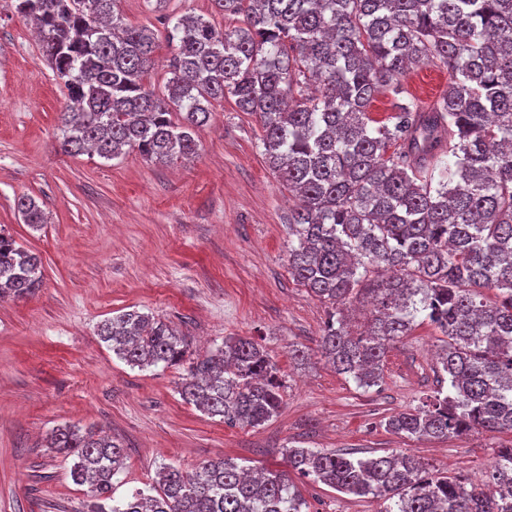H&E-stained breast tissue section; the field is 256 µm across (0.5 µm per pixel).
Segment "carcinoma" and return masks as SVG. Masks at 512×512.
Returning <instances> with one entry per match:
<instances>
[{
  "label": "carcinoma",
  "instance_id": "carcinoma-1",
  "mask_svg": "<svg viewBox=\"0 0 512 512\" xmlns=\"http://www.w3.org/2000/svg\"><path fill=\"white\" fill-rule=\"evenodd\" d=\"M118 2H8L35 22L66 90L61 149L189 159L211 103L234 98L259 116L266 162L295 197L288 272L327 305L321 357L358 387L378 386L390 347L428 321L445 336L437 364L448 390L388 416L385 430L417 440L512 431V0H211L238 25L185 15L161 31L125 23ZM161 40L174 52L158 94L144 76ZM431 64L448 70V87L424 109L405 98L404 79ZM385 92L393 111L377 123L369 107ZM16 207L44 223L34 198ZM41 276L40 257L0 231V299L33 294ZM98 336L132 367L186 362L184 338L137 309L104 320ZM283 388L265 347L228 336L189 363L179 393L255 428L277 416ZM48 447L74 458L88 512H304L292 473L379 500L381 512H512V446L482 484L406 453L290 448L278 473L225 459L192 473L164 466L150 493L112 505L125 465L117 440L69 425Z\"/></svg>",
  "mask_w": 512,
  "mask_h": 512
}]
</instances>
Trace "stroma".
I'll return each instance as SVG.
<instances>
[{"label": "stroma", "instance_id": "1", "mask_svg": "<svg viewBox=\"0 0 512 512\" xmlns=\"http://www.w3.org/2000/svg\"><path fill=\"white\" fill-rule=\"evenodd\" d=\"M126 23L160 16L231 19L210 0H120ZM448 85L445 68L420 66L408 89L427 107ZM64 90L39 50L34 24L0 0V231L43 263L35 294L0 301V512H86L87 488L71 459L47 448L52 431L76 425L123 444L114 499L155 481L163 465L194 471L208 460L281 472L288 448L336 450L357 458L401 451L431 469L484 478L512 433L472 432L437 442L386 432L383 416L417 407L437 391L440 331L423 323L390 349L384 381L368 390L326 365L315 348L326 306L288 272L293 201L266 163L258 115L233 98L213 102L188 162L155 163L130 151L111 160L72 157L58 143ZM45 213L25 224L16 198ZM153 313L204 357L225 337L246 336L273 357L284 405L262 426H231L180 397L184 367L134 368L98 334L128 308ZM311 348L294 360L293 346ZM310 512H381L302 477Z\"/></svg>", "mask_w": 512, "mask_h": 512}]
</instances>
